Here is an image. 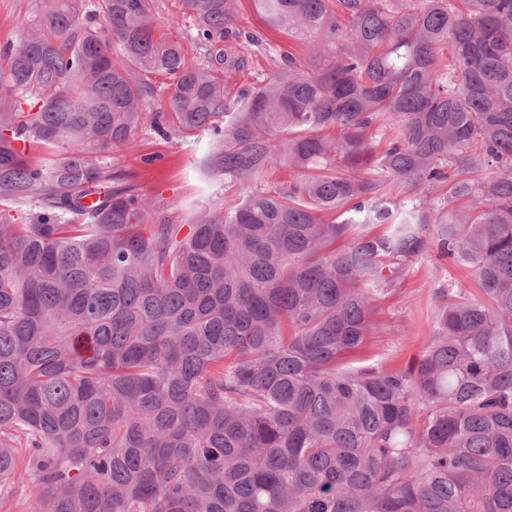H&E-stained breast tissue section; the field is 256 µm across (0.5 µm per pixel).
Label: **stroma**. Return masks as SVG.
<instances>
[{"label": "stroma", "mask_w": 512, "mask_h": 512, "mask_svg": "<svg viewBox=\"0 0 512 512\" xmlns=\"http://www.w3.org/2000/svg\"><path fill=\"white\" fill-rule=\"evenodd\" d=\"M35 7L34 0H0V48L17 43ZM149 7L156 26L182 43L190 61H200V51L192 39L193 22L181 15L178 0H150ZM237 9V26L243 36L229 40L227 47L244 56L247 67L223 74L225 83L236 90L249 80L269 79L276 70L259 47L246 43L245 33L263 36L284 49L290 44L288 36L263 25L254 0H238ZM208 148L209 141L205 138L194 143L176 135L163 139L145 128L138 135L137 148L113 154L112 162L129 171L160 209L183 224L190 218L192 204L201 198L198 161ZM450 285L469 288L473 282L466 269L438 260L435 253L419 259L403 287L381 300L378 312L381 328L356 356V364H398L416 356L431 333L435 293Z\"/></svg>", "instance_id": "stroma-1"}]
</instances>
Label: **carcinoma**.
<instances>
[{
	"label": "carcinoma",
	"mask_w": 512,
	"mask_h": 512,
	"mask_svg": "<svg viewBox=\"0 0 512 512\" xmlns=\"http://www.w3.org/2000/svg\"><path fill=\"white\" fill-rule=\"evenodd\" d=\"M255 2L302 46L234 94L236 0H181L197 63L149 0H44L7 50L0 488L23 435L31 512H512V0ZM144 126L255 188L174 223L108 161ZM431 250L476 288L348 366Z\"/></svg>",
	"instance_id": "obj_1"
}]
</instances>
